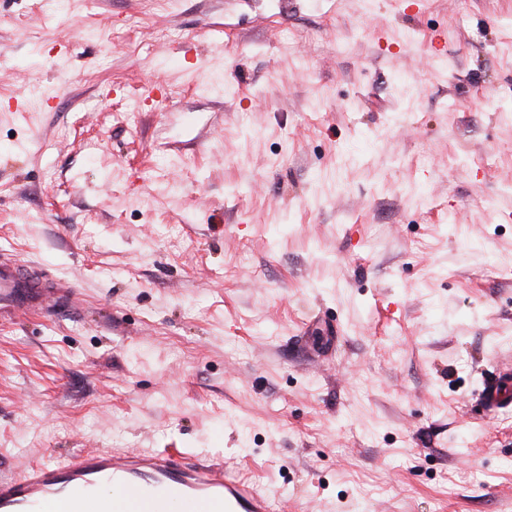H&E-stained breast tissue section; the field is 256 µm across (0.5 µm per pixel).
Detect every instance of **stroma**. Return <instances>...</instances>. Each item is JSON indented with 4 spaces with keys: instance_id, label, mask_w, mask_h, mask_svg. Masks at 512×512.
I'll return each mask as SVG.
<instances>
[{
    "instance_id": "stroma-1",
    "label": "stroma",
    "mask_w": 512,
    "mask_h": 512,
    "mask_svg": "<svg viewBox=\"0 0 512 512\" xmlns=\"http://www.w3.org/2000/svg\"><path fill=\"white\" fill-rule=\"evenodd\" d=\"M0 472L183 448L305 512H512V0H0ZM48 292L69 297L74 294L75 287L58 280L47 283L39 278L26 276L20 266L0 261V313L3 310L7 314L19 307L36 311ZM512 372L509 368L501 369L497 379L491 382H484L477 396L485 409L487 416H492L500 409L512 405L509 386Z\"/></svg>"
}]
</instances>
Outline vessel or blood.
I'll return each instance as SVG.
<instances>
[{
  "instance_id": "1",
  "label": "vessel or blood",
  "mask_w": 512,
  "mask_h": 512,
  "mask_svg": "<svg viewBox=\"0 0 512 512\" xmlns=\"http://www.w3.org/2000/svg\"><path fill=\"white\" fill-rule=\"evenodd\" d=\"M74 285L26 276L0 261V311L38 310L48 293ZM486 415L512 406V371L501 370L477 393ZM256 484L220 462L182 449L97 448L0 475V512H287Z\"/></svg>"
}]
</instances>
